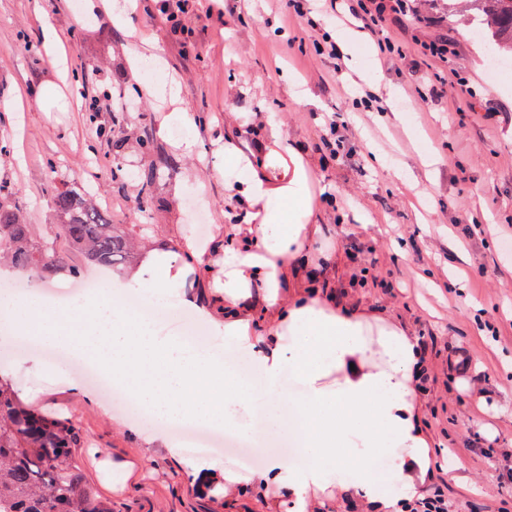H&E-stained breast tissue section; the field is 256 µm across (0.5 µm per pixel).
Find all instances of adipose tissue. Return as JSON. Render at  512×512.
<instances>
[{
    "mask_svg": "<svg viewBox=\"0 0 512 512\" xmlns=\"http://www.w3.org/2000/svg\"><path fill=\"white\" fill-rule=\"evenodd\" d=\"M269 138L268 159L281 175L274 184L249 172L233 186L247 204V221L235 228L243 248L224 251L219 307L225 335L249 350L254 367L264 375L263 389L243 381L230 359L200 354L182 359L178 345L158 342L146 321L122 308L117 289L90 296L79 307L37 311L15 325L26 335L38 336L43 322L62 320L63 347L88 358L137 407L178 423L235 428L236 407L261 398L278 404L281 378L293 371L302 396L292 407V417L277 414L276 430L293 431L313 464L298 471L288 457L270 456L255 486L283 488V495L269 503L272 512H305L310 489L324 486L319 458L335 448L337 430L348 427L360 433L367 452L404 449L395 465L393 492L381 491L365 471L352 484L374 512H401L428 468V441L412 386L422 359L419 342L401 328L383 329L377 340H370L362 317L330 307L307 290L282 298V284L300 275V264L322 227L312 221L310 176L301 156L287 144L277 123H270ZM258 298L273 320L265 331L257 328L252 315ZM285 329L292 333L293 344L282 343Z\"/></svg>",
    "mask_w": 512,
    "mask_h": 512,
    "instance_id": "adipose-tissue-1",
    "label": "adipose tissue"
}]
</instances>
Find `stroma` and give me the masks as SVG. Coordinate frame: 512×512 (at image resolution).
Here are the masks:
<instances>
[{"label": "stroma", "instance_id": "stroma-1", "mask_svg": "<svg viewBox=\"0 0 512 512\" xmlns=\"http://www.w3.org/2000/svg\"><path fill=\"white\" fill-rule=\"evenodd\" d=\"M150 3L139 0L119 27L103 0H0V144L8 148L0 185L12 189L24 222L38 237H54L46 172L55 168L58 183L92 189L113 223L133 232L152 225L151 250L170 254L179 273L174 288L154 291L156 308L216 296L224 248L237 241L231 216L245 208L227 198L241 167L224 143L277 181L279 169L266 163V123L275 118L312 169L314 221L323 227L302 283L420 343L416 395L431 439L421 490L442 489L458 512H512V498L497 490L499 471L512 466V246L498 233L512 225V73L492 67L443 0H425L418 20H388L406 64H392L364 33L355 66L341 70L315 50L347 32L334 14L295 18L286 0H187L175 33L149 15ZM46 22L59 36L53 50L43 39ZM441 38L450 42L447 59L425 57L424 44ZM22 40L32 51L17 50ZM145 50L179 85V105L198 130L191 150L181 145L184 128L166 120L169 105L150 97L132 69V53ZM296 82L306 102H297ZM435 84L445 93H433ZM394 110L404 122L391 119ZM334 112L349 139L333 154L323 142ZM100 123L109 137L97 134ZM428 148L439 161L427 170L420 155ZM150 166L161 176L144 209L139 174ZM326 254L332 262H323ZM463 357L467 372H450ZM27 358L0 336V378L23 400L78 421L74 457L112 512H265L251 483L261 466H241L234 453L187 450L142 460L171 429L130 422L119 394L72 393L81 379L67 358L35 366ZM481 436L494 443L495 466L483 462ZM339 456L309 512H368L345 489L368 466L357 434ZM127 461L135 477L113 483V465ZM204 461L214 466L207 484L193 479ZM228 469L245 483L225 489Z\"/></svg>", "mask_w": 512, "mask_h": 512}]
</instances>
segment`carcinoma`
<instances>
[{"instance_id":"obj_1","label":"carcinoma","mask_w":512,"mask_h":512,"mask_svg":"<svg viewBox=\"0 0 512 512\" xmlns=\"http://www.w3.org/2000/svg\"><path fill=\"white\" fill-rule=\"evenodd\" d=\"M471 30L502 55H512V0H467ZM57 232L82 261L122 273L137 264L139 241L83 187L57 191ZM0 259L20 271L53 273L63 257L23 223L0 187ZM80 427L69 417L23 404L0 379V512H112V502L84 480L73 457Z\"/></svg>"}]
</instances>
